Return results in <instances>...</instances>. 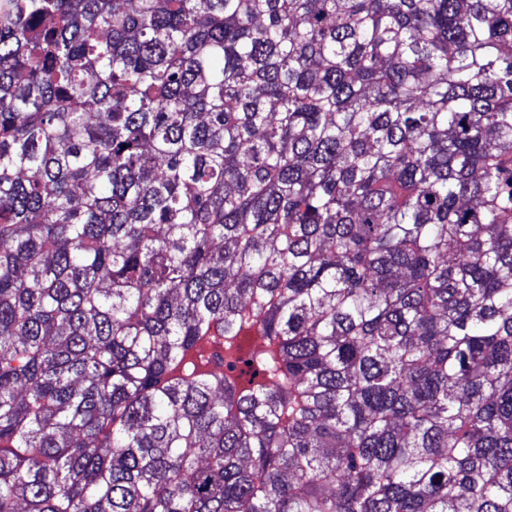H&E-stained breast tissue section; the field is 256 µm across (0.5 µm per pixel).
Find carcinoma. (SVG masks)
Here are the masks:
<instances>
[{"label":"carcinoma","mask_w":512,"mask_h":512,"mask_svg":"<svg viewBox=\"0 0 512 512\" xmlns=\"http://www.w3.org/2000/svg\"><path fill=\"white\" fill-rule=\"evenodd\" d=\"M0 512H512V0H0Z\"/></svg>","instance_id":"obj_1"}]
</instances>
